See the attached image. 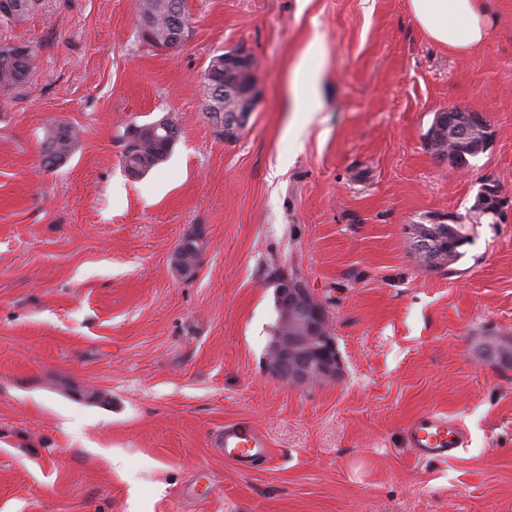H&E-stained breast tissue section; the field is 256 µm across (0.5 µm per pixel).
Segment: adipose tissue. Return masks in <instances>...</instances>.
Returning <instances> with one entry per match:
<instances>
[{"label":"adipose tissue","mask_w":512,"mask_h":512,"mask_svg":"<svg viewBox=\"0 0 512 512\" xmlns=\"http://www.w3.org/2000/svg\"><path fill=\"white\" fill-rule=\"evenodd\" d=\"M408 7L433 43L457 55L483 49L496 22L491 0H408Z\"/></svg>","instance_id":"ef3b65f1"}]
</instances>
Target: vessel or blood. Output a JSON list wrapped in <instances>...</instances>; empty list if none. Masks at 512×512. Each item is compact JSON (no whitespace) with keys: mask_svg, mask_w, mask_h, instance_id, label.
<instances>
[{"mask_svg":"<svg viewBox=\"0 0 512 512\" xmlns=\"http://www.w3.org/2000/svg\"><path fill=\"white\" fill-rule=\"evenodd\" d=\"M404 439L417 459L445 461L463 447L465 435L447 415L431 411L407 424ZM219 446L225 460L243 472L273 455L269 436L244 420L225 422Z\"/></svg>","mask_w":512,"mask_h":512,"instance_id":"1","label":"vessel or blood"}]
</instances>
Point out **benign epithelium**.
Segmentation results:
<instances>
[{
  "instance_id": "obj_1",
  "label": "benign epithelium",
  "mask_w": 512,
  "mask_h": 512,
  "mask_svg": "<svg viewBox=\"0 0 512 512\" xmlns=\"http://www.w3.org/2000/svg\"><path fill=\"white\" fill-rule=\"evenodd\" d=\"M248 58V52L231 49L215 55L208 66L209 75L215 78L223 72L247 74V82L242 89L243 103L237 109L225 110L224 120L219 122L220 132L227 141L241 134L259 102L258 75L255 69L247 68ZM450 121L464 138L471 136L479 127L489 130L481 115L458 108L452 115L436 114L427 137L428 144H433L441 130L448 128ZM277 298L285 307V313L280 328L269 342L267 370L278 378L286 373L293 383H303L312 377L320 380L336 378V345L334 338L326 335L323 304L309 289L286 275L280 277Z\"/></svg>"
}]
</instances>
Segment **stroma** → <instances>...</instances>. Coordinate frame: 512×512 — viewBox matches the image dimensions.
<instances>
[{
    "instance_id": "1",
    "label": "stroma",
    "mask_w": 512,
    "mask_h": 512,
    "mask_svg": "<svg viewBox=\"0 0 512 512\" xmlns=\"http://www.w3.org/2000/svg\"><path fill=\"white\" fill-rule=\"evenodd\" d=\"M495 2L468 56L429 41L407 0H186L188 37L165 53L140 41L137 0H38L0 24V44L38 53L0 96V512H512V365L478 352L512 338V0ZM316 35L320 108L297 131ZM236 48L260 102L228 142L205 72ZM453 107L493 131L462 168L426 141ZM163 117L180 127L167 162L129 176L126 127ZM58 123L78 146L44 171ZM489 185L501 218L429 270L413 225L469 220ZM277 270L323 303L336 379L267 372ZM432 410L467 435L454 459L405 445ZM238 419L276 452L248 473L214 446Z\"/></svg>"
}]
</instances>
